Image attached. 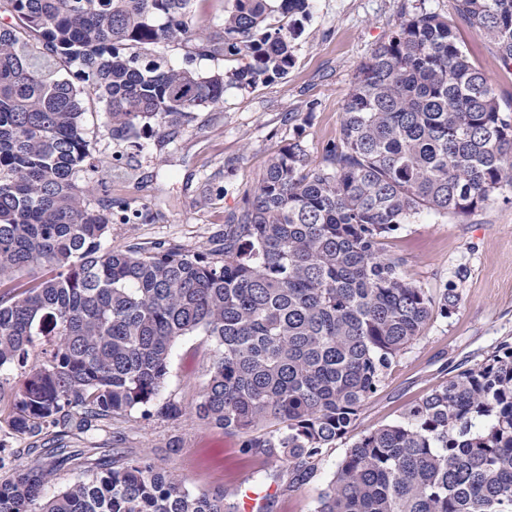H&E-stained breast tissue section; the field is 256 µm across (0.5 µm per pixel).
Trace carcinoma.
I'll return each mask as SVG.
<instances>
[{
  "label": "carcinoma",
  "mask_w": 512,
  "mask_h": 512,
  "mask_svg": "<svg viewBox=\"0 0 512 512\" xmlns=\"http://www.w3.org/2000/svg\"><path fill=\"white\" fill-rule=\"evenodd\" d=\"M194 2L0 0V284L53 271L0 294V372L25 374L10 396L0 377V512H237L144 457L68 447L114 415L181 417L159 396L191 335L215 347L198 416L279 449L288 490L313 479L392 363L458 304L407 279L385 240L512 188V117L456 33L459 21L494 40L512 66V0H455V21L403 12L357 68L340 141L317 165L298 142L272 156L219 247H104L129 216L122 201L90 206L104 181L87 175L86 104L104 106L116 141L168 134L223 101L224 75L144 65L148 46L243 54L229 79L253 86L288 73L312 0H232L207 26ZM75 63L81 87L66 78ZM67 460L88 478L45 497ZM315 512H512V347L353 443Z\"/></svg>",
  "instance_id": "obj_1"
}]
</instances>
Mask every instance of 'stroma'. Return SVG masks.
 <instances>
[{
    "mask_svg": "<svg viewBox=\"0 0 512 512\" xmlns=\"http://www.w3.org/2000/svg\"><path fill=\"white\" fill-rule=\"evenodd\" d=\"M425 7L453 16L454 0H312L311 15L294 43L287 74L252 87L226 84L224 100L196 113L171 135L140 134L113 141L106 114L88 113L91 151L100 163L109 195L128 203L132 223L112 224L105 240L115 249L157 247L198 251L224 232L226 217L243 204L271 155L301 142L312 164L327 143L339 140L343 104L358 66L397 29L401 6ZM458 40L471 62L492 84L502 108L512 107V68L495 42L459 25ZM147 58L199 72L231 73L235 56L189 55L181 45L149 48ZM401 257L403 273L431 295L456 288L460 300L448 317H435L394 362L378 391L362 407L354 435L399 420L405 410L448 378L512 347V189L495 192L466 216L422 214L384 243ZM214 359V346L200 335L174 346L161 400L182 405L176 420L116 416L111 428L75 440L78 448H114L145 455L192 492L223 488L237 500L256 471L281 468L275 448L245 449L242 437L207 423L196 413ZM337 443L317 476L294 492L277 490L256 512H314L344 453Z\"/></svg>",
    "mask_w": 512,
    "mask_h": 512,
    "instance_id": "1",
    "label": "stroma"
}]
</instances>
